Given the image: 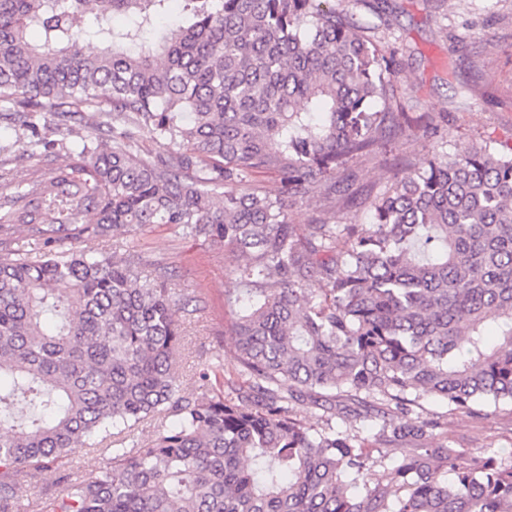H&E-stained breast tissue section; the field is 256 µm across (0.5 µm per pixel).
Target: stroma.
Segmentation results:
<instances>
[{"mask_svg":"<svg viewBox=\"0 0 512 512\" xmlns=\"http://www.w3.org/2000/svg\"><path fill=\"white\" fill-rule=\"evenodd\" d=\"M360 25L393 53L396 73L389 90L410 116L429 113L433 127L397 134L386 153L351 163L352 189L358 201L344 205L316 193L297 201L290 210L296 224L336 217L345 224H364L369 215L362 202L387 188L399 162L425 165L433 149L455 151L471 141L497 148L512 141V0H385L382 14L368 6L354 10ZM0 160L21 177L46 176V161L31 155L21 130L0 123ZM109 253L142 252L153 263L167 266L166 286L177 302L181 352L177 364L183 393L199 395L198 375L220 361L229 387L241 384L233 366L235 348L230 336L234 307L227 303L236 282L224 249L202 240L182 237L164 226L139 239L118 231L102 243ZM424 414L445 423L456 448L494 446L512 450V406H485L477 414L458 413L425 399ZM108 451L78 448L68 467L20 482L18 494L33 503L59 493L73 474L101 471Z\"/></svg>","mask_w":512,"mask_h":512,"instance_id":"35a3bbf8","label":"stroma"}]
</instances>
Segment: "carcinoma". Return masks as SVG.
<instances>
[{
	"instance_id": "cac0c4a2",
	"label": "carcinoma",
	"mask_w": 512,
	"mask_h": 512,
	"mask_svg": "<svg viewBox=\"0 0 512 512\" xmlns=\"http://www.w3.org/2000/svg\"><path fill=\"white\" fill-rule=\"evenodd\" d=\"M178 2L161 32L173 0H0V119L47 158L46 113L74 136L45 178L0 170V512L31 508L19 479L103 444L109 466L37 512H512L511 451L395 422L424 397L512 403V147L436 152L367 201L369 223L302 228L293 203H352L350 163L427 128L388 97L394 56L331 0ZM140 129L166 153L142 156ZM152 225L237 257L233 396L221 363L182 394L167 268L96 248ZM19 229L34 252L11 247ZM304 398L377 422L314 429L289 410Z\"/></svg>"
}]
</instances>
